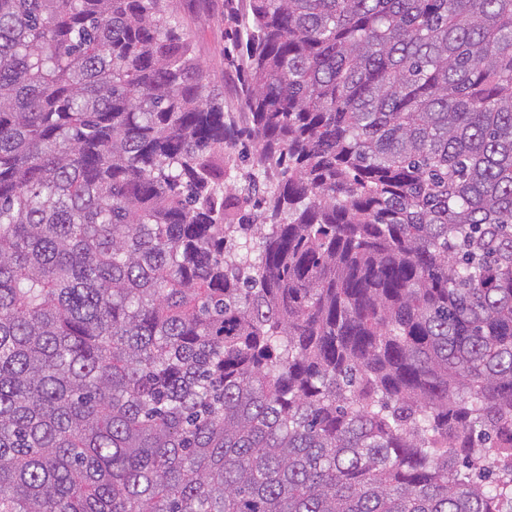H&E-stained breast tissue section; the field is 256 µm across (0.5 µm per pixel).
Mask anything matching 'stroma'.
Masks as SVG:
<instances>
[{
    "instance_id": "stroma-1",
    "label": "stroma",
    "mask_w": 512,
    "mask_h": 512,
    "mask_svg": "<svg viewBox=\"0 0 512 512\" xmlns=\"http://www.w3.org/2000/svg\"><path fill=\"white\" fill-rule=\"evenodd\" d=\"M250 0H173L184 31L207 65L205 81L224 102V117L236 131L230 149L231 169L224 180L227 196L243 200L242 211L252 214V200L265 196L272 176L256 173L255 143L244 103L246 83V21Z\"/></svg>"
}]
</instances>
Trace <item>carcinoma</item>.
I'll return each instance as SVG.
<instances>
[{
	"label": "carcinoma",
	"instance_id": "cac0c4a2",
	"mask_svg": "<svg viewBox=\"0 0 512 512\" xmlns=\"http://www.w3.org/2000/svg\"><path fill=\"white\" fill-rule=\"evenodd\" d=\"M265 223L170 0H0V512H512V0H250Z\"/></svg>",
	"mask_w": 512,
	"mask_h": 512
}]
</instances>
